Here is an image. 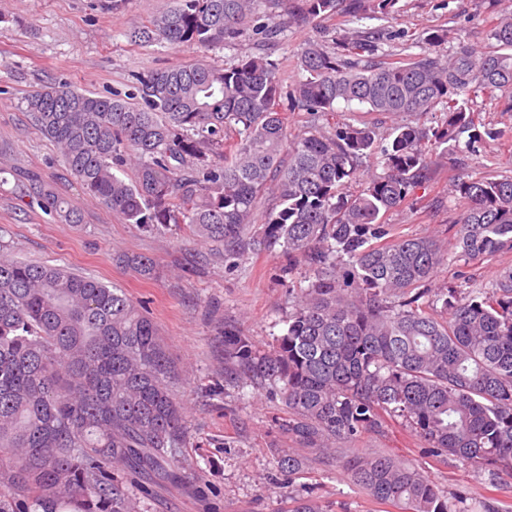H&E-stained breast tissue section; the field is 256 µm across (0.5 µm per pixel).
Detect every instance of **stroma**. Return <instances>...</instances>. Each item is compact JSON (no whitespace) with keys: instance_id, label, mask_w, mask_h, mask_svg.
I'll use <instances>...</instances> for the list:
<instances>
[{"instance_id":"1","label":"stroma","mask_w":512,"mask_h":512,"mask_svg":"<svg viewBox=\"0 0 512 512\" xmlns=\"http://www.w3.org/2000/svg\"><path fill=\"white\" fill-rule=\"evenodd\" d=\"M110 2L0 0V253L65 265L116 284L133 300L145 302L156 322L178 369L172 390L185 407L187 434L170 462L177 481L152 486L140 502L142 512H286L292 498L306 495L319 500L324 512H399L376 505L333 462H313L307 485L276 479V449L294 446L274 424L284 414L279 388L245 385L224 374L225 330H240L257 347L269 348L284 332L296 290L306 285L303 269H289L282 246L268 242L264 224L248 227L247 252L235 262L225 258L223 245L197 241L178 227L157 231L124 223L84 195L54 142L27 114L28 94L50 83L66 81L97 96H123L136 75L150 69L202 58L228 66L259 49L277 62L311 38L334 44L335 21L285 29L280 42L268 46L247 33L204 54L193 46L130 41L127 30L151 17L159 0H123L116 9ZM378 2L365 0L366 10L349 24L353 31H379L378 56L407 51L442 58L459 44L485 41L486 20L499 0H396L385 14ZM437 31L445 33V40L429 43L428 35ZM471 104L495 138L477 143L465 157L435 160L428 181L388 215L392 235L449 241L460 211L450 195L453 179L462 174L512 176V108L503 98L479 93ZM337 111L345 121L373 123L382 139L405 122L430 137L448 119L438 108L410 116L360 114L343 104ZM29 171L70 197L82 223L61 222L37 202L18 198L16 176ZM117 253L152 258L155 278L143 279L116 264ZM511 269L512 248H507L485 260L440 267L428 288L458 287L467 278L485 283ZM358 446L424 469L448 494L512 503V478L496 480L454 459L434 462L423 453V440L396 421L365 434Z\"/></svg>"}]
</instances>
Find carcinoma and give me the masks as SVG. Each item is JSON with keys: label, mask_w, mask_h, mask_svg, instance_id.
<instances>
[{"label": "carcinoma", "mask_w": 512, "mask_h": 512, "mask_svg": "<svg viewBox=\"0 0 512 512\" xmlns=\"http://www.w3.org/2000/svg\"><path fill=\"white\" fill-rule=\"evenodd\" d=\"M256 0H165L138 42L221 48L256 21ZM285 21L264 26L267 42L285 28L353 17L362 0H269ZM338 51L319 39L275 63L248 55L218 67L201 59L151 69L128 99L86 94L67 81L27 99L31 120L58 147L83 192L126 224L156 230L183 224L195 237L245 253V232L269 201L266 236L305 268L287 328L267 352L236 329L224 331V360L237 378L281 384L279 429L317 458L336 456L399 418L431 456L512 476V272L487 284L450 288L428 300L437 269L512 247V177L459 176L465 207L454 242L388 238L385 215L425 183L422 133L394 127L387 145L360 121L315 126L291 136L279 110L321 118L336 104L368 112L448 113L435 132L443 151L495 137L480 131L461 95L512 90V12L502 10L487 42L446 58L403 54L360 66L370 36L345 32ZM306 78L290 82L292 70ZM381 153L385 173L360 177ZM133 169L125 180L116 171ZM361 182L354 194L345 192ZM32 198L69 224L77 207L38 175H21ZM144 278L152 260L119 256ZM172 366L154 321L117 287L62 266L0 254V512H138L137 493L176 479L169 458L186 432L170 388ZM342 467L372 499L403 512H512L488 500L462 506L422 470L391 454L353 453ZM292 481L309 474L296 452L275 459Z\"/></svg>", "instance_id": "cac0c4a2"}]
</instances>
